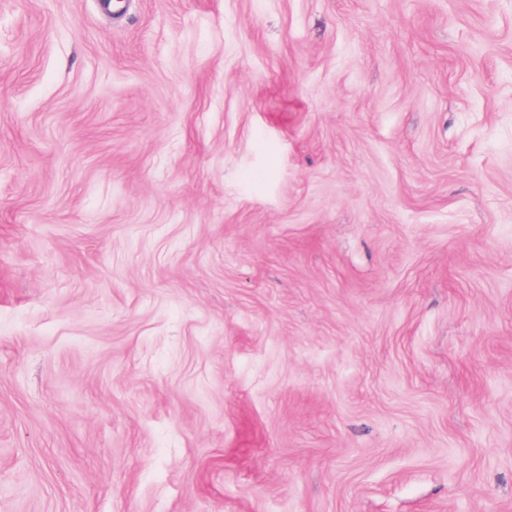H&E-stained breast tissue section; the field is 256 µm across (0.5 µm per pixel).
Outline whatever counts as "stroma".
<instances>
[{"mask_svg":"<svg viewBox=\"0 0 512 512\" xmlns=\"http://www.w3.org/2000/svg\"><path fill=\"white\" fill-rule=\"evenodd\" d=\"M0 512H512V0H0Z\"/></svg>","mask_w":512,"mask_h":512,"instance_id":"1","label":"stroma"}]
</instances>
